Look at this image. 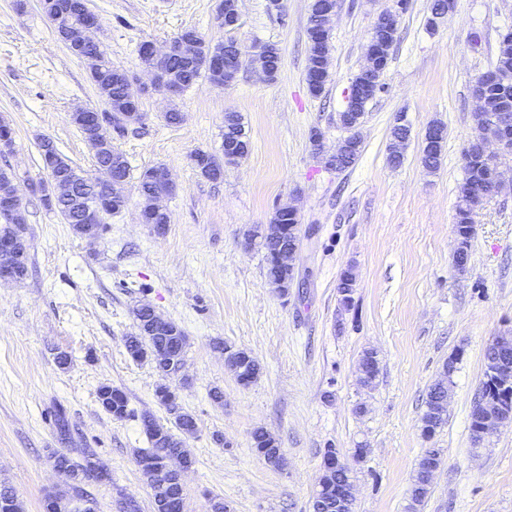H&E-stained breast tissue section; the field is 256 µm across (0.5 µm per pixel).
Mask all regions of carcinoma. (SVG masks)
<instances>
[{"label":"carcinoma","instance_id":"obj_1","mask_svg":"<svg viewBox=\"0 0 512 512\" xmlns=\"http://www.w3.org/2000/svg\"><path fill=\"white\" fill-rule=\"evenodd\" d=\"M308 56L306 81L312 96H320L330 77V39L329 33L316 27H308ZM234 40L227 39L215 44L202 43L199 52L190 60H172L164 64V82L166 88L175 87L178 92L205 79L212 84H224V73L218 72L207 64L210 54L228 55L232 53ZM263 51V65L268 67L270 77H275L279 71L281 57L279 49L273 44L261 45ZM85 52L96 59V64L89 73V79L96 88L105 111L109 113L122 112L128 109H140V101L129 96L126 89L125 74L123 69L112 66V61L107 57L102 43L97 36V31H92L87 38ZM488 73L498 77L496 81L485 83V106L474 115L475 134L471 140V152L464 155V178L459 187L458 201L455 210L454 233L457 239L455 251V263L462 267V263L469 257L468 249L474 234V216L476 214L475 200L471 196V185L480 178L483 170L488 165V159L480 151L484 139L497 131L500 121L504 117L512 119V28L506 29L499 38L498 50L493 67ZM369 99H350L346 109L340 113L339 120L342 125L361 118L365 114V107ZM433 126L442 131V135L433 138L431 131H426L422 161L424 165L435 171L439 168L442 157L445 128L435 122ZM410 130L405 124H396L393 127V143L390 146L389 162L394 166L402 164L405 144L409 139ZM249 137L245 130L242 117L232 112L229 118L224 120V152H235L239 159H244L249 152ZM40 156L47 179L32 184V193L40 195L44 205L58 212L69 224L81 223L83 210L96 203V192L89 188L87 183L79 180L71 181L75 175V168L70 164L56 165L50 161L47 145L39 144ZM362 151V139L350 141L341 147V154L337 159V166L345 170L353 166ZM96 167H112L122 171L125 179H130V165L125 155L113 147H108V152L95 153ZM191 161L195 170L204 178L211 177L212 168L219 165L216 158L203 150H197L191 155ZM158 170L153 166L143 170L137 178V192L142 201L140 221L143 224H169L170 216L166 212L156 213L150 206L155 192V184L152 174ZM25 220L22 210L14 213L0 214V238L23 236ZM258 248L263 252L266 263V277L269 284L275 286L287 277L286 270L275 260L270 258L278 247L275 238L257 242ZM356 285V278L352 271L343 272L338 291L341 293L345 307H351V294ZM137 322V332L125 339L127 353L130 358L138 363L147 362L156 365L153 353L156 348L166 346L170 356L176 362H184L186 336L174 323L168 321L163 328L155 333L141 332L144 320L150 313L140 307L133 311ZM485 381L482 385L481 398L489 403H499L505 412L512 411V395H507L508 389L501 387L491 376L490 371L497 361L495 345L489 344L484 352ZM455 370V359L451 358L443 366L444 379L435 383L427 394L426 410L422 416L421 430L423 435L429 437L445 423L446 407L440 400L448 398L451 376ZM159 404L173 412L175 428H170L151 415L141 417L143 433L148 447L139 448L135 452V459L144 463L140 471L146 479L152 492L153 507L155 512H185L184 487L176 478L159 488L155 486L152 468L164 467L173 461H178L189 467L195 464V459L186 441L177 435L184 430L189 433L195 431L197 422L195 417L179 408L176 392L167 385L157 387L155 391ZM98 400L103 410L117 419L130 416L128 400L125 393L116 387L103 385L98 391ZM252 447L263 458L270 460L279 454L278 440L262 427L256 428L252 433ZM434 456L437 461H442L438 448H428L425 455L418 463V467L412 478L410 491V504L408 512H417V508L427 498L430 492L434 473L428 469L429 456ZM55 469L63 472L70 480L69 492L60 497L61 506H66L72 492L80 490L87 492L86 485L76 482L78 473L98 466L104 467L96 453L91 448L82 449V461L77 462L63 452L52 453ZM351 480V471L342 467L323 472L318 481V489L311 501L312 512H338L336 501L343 497V489L346 482Z\"/></svg>","mask_w":512,"mask_h":512}]
</instances>
